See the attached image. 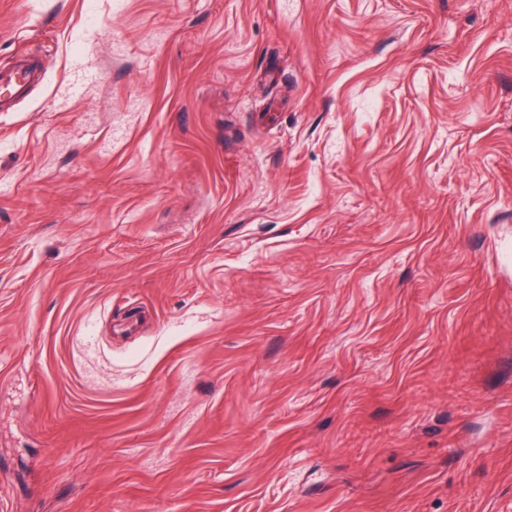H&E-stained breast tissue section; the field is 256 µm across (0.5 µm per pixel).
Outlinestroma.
<instances>
[{
	"label": "stroma",
	"instance_id": "1",
	"mask_svg": "<svg viewBox=\"0 0 512 512\" xmlns=\"http://www.w3.org/2000/svg\"><path fill=\"white\" fill-rule=\"evenodd\" d=\"M0 512H512V0H0ZM38 78V71L32 63L20 62L14 69L0 73V112H8L13 101L27 91L28 86Z\"/></svg>",
	"mask_w": 512,
	"mask_h": 512
}]
</instances>
